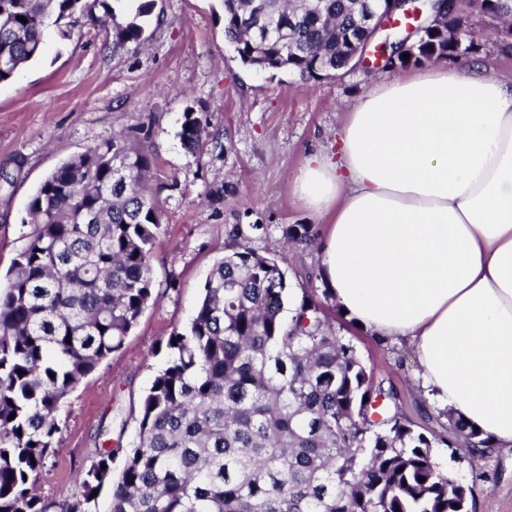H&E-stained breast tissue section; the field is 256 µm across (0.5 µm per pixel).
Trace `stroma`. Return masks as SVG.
Here are the masks:
<instances>
[{
    "instance_id": "obj_1",
    "label": "stroma",
    "mask_w": 512,
    "mask_h": 512,
    "mask_svg": "<svg viewBox=\"0 0 512 512\" xmlns=\"http://www.w3.org/2000/svg\"><path fill=\"white\" fill-rule=\"evenodd\" d=\"M471 32L491 74L512 78V53L498 26L474 14ZM105 31L77 19L71 38L46 34L43 58L0 83V285L31 231L28 204L61 163L112 135L136 128L147 134L154 158L153 186L161 187L164 231L152 260L154 299L128 335L124 349L104 360L66 399L55 451L38 479L42 495L74 496L77 478L96 454L97 436L131 447L141 400L167 360L171 333L194 313L201 288L224 255L233 226L265 224L249 238L259 252H280L292 293L320 288L318 248L284 244L291 224L325 235L333 212L306 210L294 193L305 159L330 148L350 112L375 82L392 72L370 63L334 79L302 81L283 70L243 66L224 35L221 0H155L139 49L106 48ZM206 113L211 140L188 152L179 138L186 109ZM324 305L339 335L400 392V409L418 430L437 425L440 405L425 398L415 351L378 339L346 319L332 300ZM441 469L473 487L471 512H512V452L494 449L477 467L450 461Z\"/></svg>"
}]
</instances>
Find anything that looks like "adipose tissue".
<instances>
[{"label":"adipose tissue","instance_id":"adipose-tissue-1","mask_svg":"<svg viewBox=\"0 0 512 512\" xmlns=\"http://www.w3.org/2000/svg\"><path fill=\"white\" fill-rule=\"evenodd\" d=\"M296 192L335 212L338 309L408 341L426 395L512 450V81L441 61L376 84Z\"/></svg>","mask_w":512,"mask_h":512}]
</instances>
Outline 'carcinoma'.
<instances>
[{"mask_svg":"<svg viewBox=\"0 0 512 512\" xmlns=\"http://www.w3.org/2000/svg\"><path fill=\"white\" fill-rule=\"evenodd\" d=\"M153 2L119 22L110 0H0V58L11 62L0 83L43 57L49 26L69 38L77 13L112 18V50L140 47L139 19ZM369 4L223 0L224 33L244 65L333 80L351 45L368 38L360 21ZM471 7L512 33V0H457L410 43L409 59L389 43L390 68L476 55ZM179 136L188 151L203 149L204 113H184ZM142 140L135 129L69 158L29 202L33 229L0 285V512H92L93 492L106 486L110 512H470L472 487L440 469L434 449L455 462L459 450L474 468L495 448L491 438L451 412L446 436L415 429L394 385L336 334L314 291L290 293L277 254L241 241L237 226L188 326L167 341L118 478L120 449L107 439L72 500L37 492L62 404L123 349L153 300L164 209ZM283 235L295 247L315 240L308 224Z\"/></svg>","mask_w":512,"mask_h":512,"instance_id":"cac0c4a2","label":"carcinoma"}]
</instances>
